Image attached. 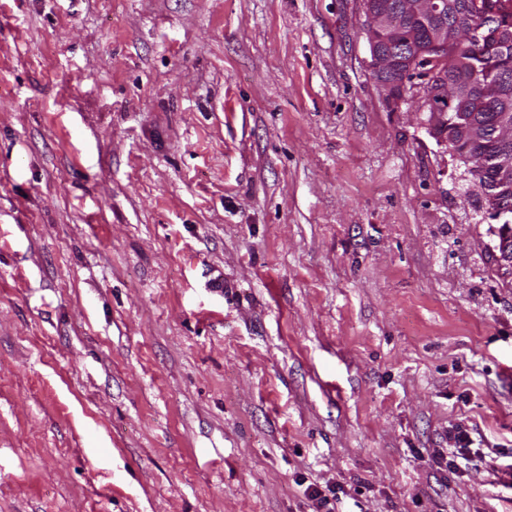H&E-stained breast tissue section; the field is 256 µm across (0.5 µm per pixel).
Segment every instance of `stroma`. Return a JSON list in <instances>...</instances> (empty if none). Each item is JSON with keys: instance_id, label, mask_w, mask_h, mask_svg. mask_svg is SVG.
Instances as JSON below:
<instances>
[{"instance_id": "obj_1", "label": "stroma", "mask_w": 512, "mask_h": 512, "mask_svg": "<svg viewBox=\"0 0 512 512\" xmlns=\"http://www.w3.org/2000/svg\"><path fill=\"white\" fill-rule=\"evenodd\" d=\"M363 23L0 0V512H512V283Z\"/></svg>"}]
</instances>
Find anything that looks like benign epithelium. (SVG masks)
<instances>
[{"label": "benign epithelium", "mask_w": 512, "mask_h": 512, "mask_svg": "<svg viewBox=\"0 0 512 512\" xmlns=\"http://www.w3.org/2000/svg\"><path fill=\"white\" fill-rule=\"evenodd\" d=\"M365 16L363 34L369 46L372 78L395 103L417 96L428 113L427 127L438 143L455 146L452 153L469 164L468 179L476 185L488 205L493 245L489 246L499 275L512 281V162L492 146L512 143V99L499 96L494 128L472 123L463 134L448 126V108L456 89L469 83L479 71L476 62L448 77L445 67L448 46L500 38L503 29L488 32L486 24L448 20V0H360ZM427 32L419 36L416 22ZM484 146L481 155L472 148Z\"/></svg>", "instance_id": "7a95c632"}]
</instances>
